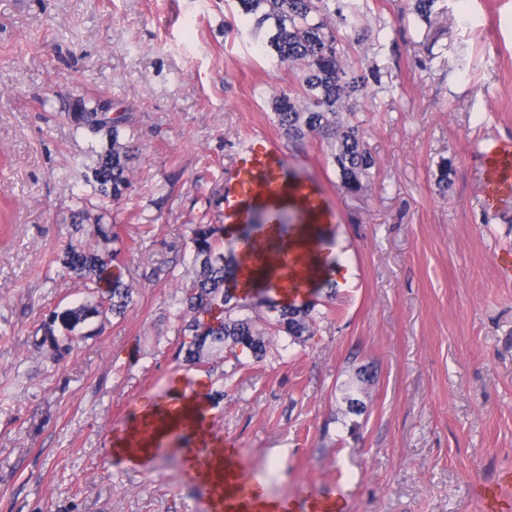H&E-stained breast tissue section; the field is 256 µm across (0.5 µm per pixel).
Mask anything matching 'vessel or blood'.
<instances>
[{
  "label": "vessel or blood",
  "mask_w": 512,
  "mask_h": 512,
  "mask_svg": "<svg viewBox=\"0 0 512 512\" xmlns=\"http://www.w3.org/2000/svg\"><path fill=\"white\" fill-rule=\"evenodd\" d=\"M489 155L492 188L512 183V148L496 146ZM318 194L314 184L289 180L276 145L250 140L224 190V221L249 224L258 210L265 223L274 224L294 198L299 202V221L310 224L317 218ZM244 253L242 280L274 295L304 291L310 273L330 268L310 249L288 246L275 234L251 242ZM112 451L134 469L151 467L159 455L179 453L181 480L208 487V512H344L341 497L319 495L304 483L292 497H268L261 473L242 462L238 444L216 428L213 414L189 384L133 410L114 425Z\"/></svg>",
  "instance_id": "vessel-or-blood-1"
}]
</instances>
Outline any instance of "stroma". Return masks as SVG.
Listing matches in <instances>:
<instances>
[{
	"label": "stroma",
	"instance_id": "stroma-1",
	"mask_svg": "<svg viewBox=\"0 0 512 512\" xmlns=\"http://www.w3.org/2000/svg\"><path fill=\"white\" fill-rule=\"evenodd\" d=\"M354 2L336 37L366 76L350 109L376 165L358 192L325 143L282 139L271 103L297 73L259 53L267 32L235 0H0V512H204L179 456L146 473L112 457L113 425L187 377L273 496L306 482L345 512H482L475 485L512 473V192L487 207L481 154L512 140V0H438L427 22L413 0ZM99 99L141 146L131 190L106 204L83 174L108 141L68 118ZM254 137L322 184L336 221L314 243L350 276L302 296L304 343L185 367L189 228L223 224ZM79 209L119 236L99 293L118 280L134 302L54 356L44 314L90 298L56 261ZM360 371L356 415L343 392Z\"/></svg>",
	"mask_w": 512,
	"mask_h": 512
}]
</instances>
